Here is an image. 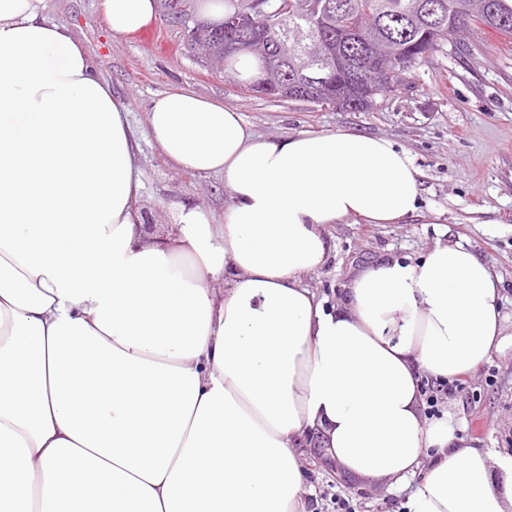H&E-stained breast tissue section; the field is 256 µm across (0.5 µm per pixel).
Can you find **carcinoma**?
Segmentation results:
<instances>
[{"mask_svg":"<svg viewBox=\"0 0 512 512\" xmlns=\"http://www.w3.org/2000/svg\"><path fill=\"white\" fill-rule=\"evenodd\" d=\"M196 0H175L169 19L184 25V16L196 12ZM288 34L303 30L308 37L279 64L273 73L264 68V57L279 54L277 35L260 42L248 33L233 39L234 51L223 55L224 30L209 25L194 40L200 55L226 61L227 70L239 55L253 58L259 68L254 83L265 80L286 86L290 93L321 100L328 105L359 111L373 105L376 96L395 87L392 66L407 64L441 43L458 36L476 17L507 23L512 29V4L508 0H272ZM336 56L334 76L326 85L303 81L299 65L314 71L322 64L323 50Z\"/></svg>","mask_w":512,"mask_h":512,"instance_id":"obj_1","label":"carcinoma"}]
</instances>
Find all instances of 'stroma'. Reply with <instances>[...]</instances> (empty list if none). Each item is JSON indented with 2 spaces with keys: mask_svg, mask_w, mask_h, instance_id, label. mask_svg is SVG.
<instances>
[{
  "mask_svg": "<svg viewBox=\"0 0 512 512\" xmlns=\"http://www.w3.org/2000/svg\"><path fill=\"white\" fill-rule=\"evenodd\" d=\"M46 12L70 28L127 109L143 173L138 206L156 234L170 230L180 203L220 207L227 200L223 180L172 167L151 142L145 115L160 93L192 88L237 109L267 137L353 129L407 149L422 173L420 214L401 224L331 226L328 257L305 275L304 284L335 306L356 269L419 257L439 240L469 244L501 280L503 333L511 343L486 362L495 372L493 383L468 373L465 390L444 408L469 444L512 448V33L472 26L416 61L371 109L354 112L242 91L196 59L180 30L160 16L150 24L156 39L146 45L136 35L113 36L99 0H46ZM306 473L312 494L350 493L356 512H403L404 494L386 482L349 486L311 463Z\"/></svg>",
  "mask_w": 512,
  "mask_h": 512,
  "instance_id": "1",
  "label": "stroma"
}]
</instances>
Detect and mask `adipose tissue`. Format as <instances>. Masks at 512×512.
<instances>
[{
    "label": "adipose tissue",
    "instance_id": "1",
    "mask_svg": "<svg viewBox=\"0 0 512 512\" xmlns=\"http://www.w3.org/2000/svg\"><path fill=\"white\" fill-rule=\"evenodd\" d=\"M116 36L156 0H100ZM155 145L223 178L162 242L136 200L125 107L46 0H0V512H305L299 449L409 487L407 512H512V451L426 423L421 379L505 345L500 280L470 246L360 270L344 303L303 283L324 231L420 211L409 152L355 130L264 137L189 88Z\"/></svg>",
    "mask_w": 512,
    "mask_h": 512
}]
</instances>
